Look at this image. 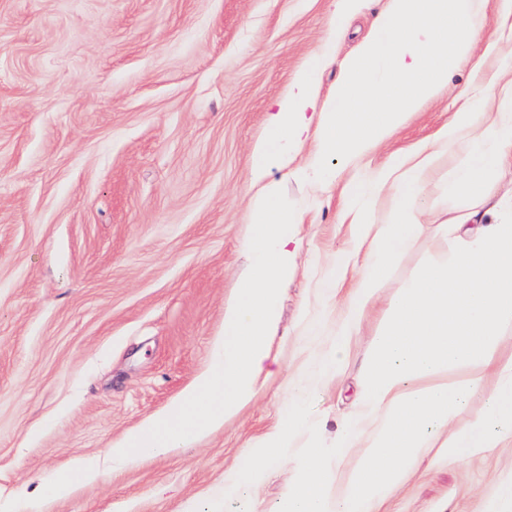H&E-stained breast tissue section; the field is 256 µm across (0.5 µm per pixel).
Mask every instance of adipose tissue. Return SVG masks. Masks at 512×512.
I'll return each mask as SVG.
<instances>
[{
	"label": "adipose tissue",
	"instance_id": "1",
	"mask_svg": "<svg viewBox=\"0 0 512 512\" xmlns=\"http://www.w3.org/2000/svg\"><path fill=\"white\" fill-rule=\"evenodd\" d=\"M485 25L477 0H387L357 53L342 62L343 78L328 98L319 96L317 73L329 54L307 60L287 93L270 105L266 135L253 149L250 179L259 186L247 214L253 267L224 314V335L211 366L162 415L116 443L113 463L164 455L207 434L253 401L261 376L271 374L270 337L279 295L296 269L299 219L283 206L279 185L267 181V174L287 168L313 135L317 143L304 170L331 182L328 159L352 161L390 139L474 57ZM462 139L467 165L448 190L467 202L451 226L467 246L451 263L425 268L389 304L382 331L359 367L360 391L335 448H305L301 475L274 512H381L430 448L440 447L461 462L512 440V358L500 353L502 327L512 321V224H482L476 213L482 206L487 215L496 214L490 180L512 162V79L491 88L488 107L455 112L423 161L401 156L379 172L376 187L392 197V221L374 224L368 207L355 217L344 260L353 265L356 284L329 368L340 375L349 339L375 302V283L390 258L423 230L415 203L427 165ZM452 366L466 369L464 381L449 383ZM490 380L495 386L485 409L465 417L470 395ZM288 416L251 451L249 467L226 478L225 500L248 499L281 459L305 425L301 406L290 405ZM355 449L358 465L343 472V460Z\"/></svg>",
	"mask_w": 512,
	"mask_h": 512
}]
</instances>
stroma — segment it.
<instances>
[{"label": "stroma", "mask_w": 512, "mask_h": 512, "mask_svg": "<svg viewBox=\"0 0 512 512\" xmlns=\"http://www.w3.org/2000/svg\"><path fill=\"white\" fill-rule=\"evenodd\" d=\"M483 0L481 70L461 66L442 96L384 145L331 161L328 189L275 170L300 216L297 270L279 301L277 363L255 401L222 427L159 457L114 466L112 445L178 399L208 367L224 310L250 257L252 150L271 100L327 38L332 0H0V512H227L225 477L302 400L331 448L356 391V368L383 311L425 267L459 248L436 222L462 208L448 194L463 147L425 174L423 233L395 256L353 336L341 381L323 358L336 342V296L354 285L349 249L358 203L342 194L392 155L433 141L496 70L512 68V26ZM386 0L344 20L319 75L335 92L341 63ZM291 438L259 489L272 512L301 467ZM100 473L66 497L42 491L87 464ZM512 476V442L455 462L437 456L385 512H489Z\"/></svg>", "instance_id": "obj_1"}]
</instances>
